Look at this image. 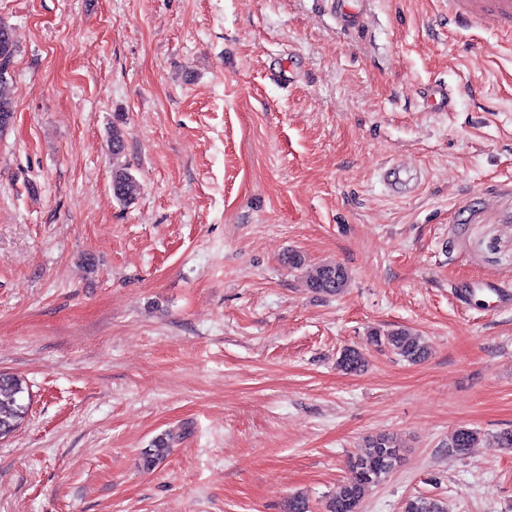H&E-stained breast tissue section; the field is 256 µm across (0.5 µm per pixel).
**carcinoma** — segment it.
<instances>
[{"instance_id":"cac0c4a2","label":"carcinoma","mask_w":512,"mask_h":512,"mask_svg":"<svg viewBox=\"0 0 512 512\" xmlns=\"http://www.w3.org/2000/svg\"><path fill=\"white\" fill-rule=\"evenodd\" d=\"M17 53L11 28L0 21V129L7 127L14 109L8 89V70ZM112 153V195L122 205L130 206L140 194V184L128 165L120 158L125 149L124 135L120 127L112 125L109 135ZM349 271L341 264H325L315 268L307 277V285L315 293L334 295L348 287ZM370 342L377 347H387L411 363L427 358L429 349L424 339L407 329H396L381 334L370 333ZM366 359L357 349L346 348L336 361L337 369L346 373H358L365 367ZM25 388L16 377L0 373V438L12 433L21 423L27 411L23 403ZM174 439L168 432L156 438L152 448L143 455L142 467L154 468L170 453ZM479 440L478 433L459 427L448 435V452L463 454ZM401 462L400 448L386 435L372 439L368 450L348 462L349 476L339 485L336 496L326 504V512H359L367 491L381 482ZM404 512H447L444 502L428 497H414L405 502Z\"/></svg>"}]
</instances>
